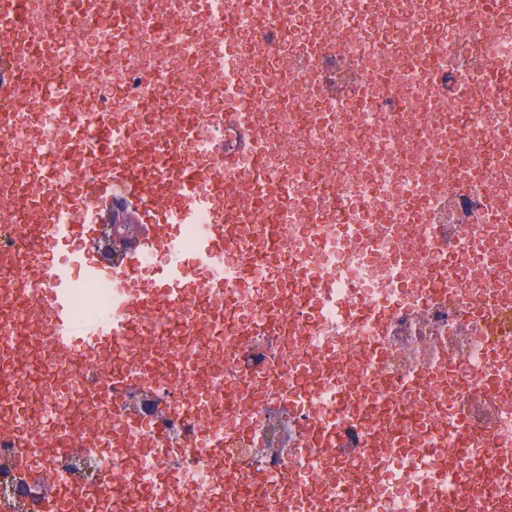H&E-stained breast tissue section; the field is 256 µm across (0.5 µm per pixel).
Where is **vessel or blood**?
<instances>
[{
    "mask_svg": "<svg viewBox=\"0 0 512 512\" xmlns=\"http://www.w3.org/2000/svg\"><path fill=\"white\" fill-rule=\"evenodd\" d=\"M236 0H192L179 12L173 0H75L76 14L111 13L116 38L128 29L173 31L196 27L220 13L232 17ZM21 0H0V117L15 116L27 91L54 102L61 145L79 149L92 163L88 178L65 179L44 167L40 149L16 152L13 140L0 127V224H20L34 248L20 253L0 247V311L16 306L15 284L30 291L35 316L43 318L44 346L56 360L84 357L96 366L87 376L96 384L99 374L112 381L114 401L135 390L150 388V371L139 362L112 364L118 341L152 330L158 307L185 305L197 293L210 300L224 297V244L232 234L224 215V192L246 190L248 179L230 182V170L261 162L267 148L264 137L252 134L255 113L240 111L235 91L247 70L224 63V38L199 44L195 66L211 85L227 88L215 105L198 110L193 101L206 95L203 87L175 90L164 76L163 65L141 67L126 53L116 67V82L135 79L136 90L151 102L168 105L159 113L150 137L126 124L120 101L94 114L96 133H85V118L71 109L75 95L87 92L97 77L87 68L65 59L68 81L57 86L42 68L26 60L50 44L53 21L42 17L37 25L22 27ZM239 137L225 146L224 132ZM195 224L193 262L178 258V231ZM78 247L71 263L50 253L61 242ZM108 253H101V245ZM90 282L111 285L109 306L85 320H76L72 297ZM224 490L208 504L194 497L181 498L175 512H224Z\"/></svg>",
    "mask_w": 512,
    "mask_h": 512,
    "instance_id": "b4317fda",
    "label": "vessel or blood"
}]
</instances>
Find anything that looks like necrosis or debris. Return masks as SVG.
<instances>
[{"mask_svg": "<svg viewBox=\"0 0 512 512\" xmlns=\"http://www.w3.org/2000/svg\"><path fill=\"white\" fill-rule=\"evenodd\" d=\"M272 2L243 0L232 25L211 23L253 75L242 108L262 113V134L288 146L287 168L269 165L255 183L263 210L247 196L224 199L225 215L243 223L225 249L244 276L224 289L222 335L186 328L183 310L160 311L157 328L117 347L149 358L163 378L125 404L100 405L110 381L88 391L86 364L69 365L64 390L42 392L14 418L22 448L0 435V512H55L36 472L40 448L62 429L59 495L81 494L89 512H172V500L207 499L218 481L235 486L224 512H288L301 499L327 512H418L443 493L453 512H512V413L498 412L512 403V300L499 295L512 266L494 261L512 252V177L501 171L512 152V87L487 90L489 77L512 73V13L480 16L474 0H300L276 50L258 53L255 30ZM127 40L142 58H167L178 87L200 83L198 29L176 39L132 30ZM63 48L102 81L78 112L118 96L129 119L154 120L111 79L115 47L103 17L86 16ZM296 63L302 83L273 84ZM348 69L356 79L345 98L305 94L304 83ZM53 111L30 96L14 121L18 143L39 144L57 174L84 176L88 160L57 145ZM271 220L281 230L273 244ZM40 337L37 320L0 314V341L19 355L0 364V399L18 374L38 381L56 369ZM288 391L303 405L285 408ZM165 405L168 439L187 450L174 477L155 478L152 456L141 452L138 476L108 485L125 459L85 453L86 417L96 416L107 439L136 410L144 422L126 445L139 449ZM460 415L475 448L467 461L449 425ZM334 417L345 454L327 458L305 427ZM220 432L235 450L230 470L199 448ZM19 450L27 468L9 462ZM295 471L309 481H286ZM438 471L447 486L437 485Z\"/></svg>", "mask_w": 512, "mask_h": 512, "instance_id": "1", "label": "necrosis or debris"}]
</instances>
